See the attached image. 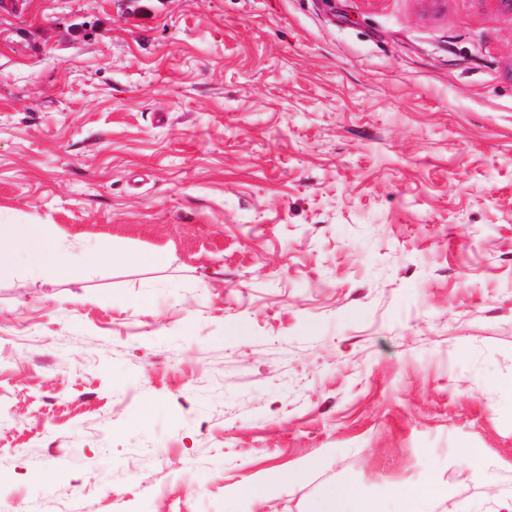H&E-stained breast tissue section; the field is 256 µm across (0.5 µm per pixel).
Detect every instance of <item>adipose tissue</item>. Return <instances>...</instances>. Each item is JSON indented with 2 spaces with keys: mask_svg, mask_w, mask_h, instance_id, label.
<instances>
[{
  "mask_svg": "<svg viewBox=\"0 0 512 512\" xmlns=\"http://www.w3.org/2000/svg\"><path fill=\"white\" fill-rule=\"evenodd\" d=\"M110 250L94 254L77 252L65 246L58 232L47 224H1L0 269L7 268L16 260H23L35 272H47L56 268L79 265L91 260L107 261ZM312 512H385L381 500L363 495L352 483L330 487L319 498Z\"/></svg>",
  "mask_w": 512,
  "mask_h": 512,
  "instance_id": "1",
  "label": "adipose tissue"
}]
</instances>
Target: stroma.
<instances>
[{"mask_svg": "<svg viewBox=\"0 0 512 512\" xmlns=\"http://www.w3.org/2000/svg\"><path fill=\"white\" fill-rule=\"evenodd\" d=\"M0 512H306L512 493V12L498 0H18ZM162 255L156 264L128 254ZM491 483L457 484L458 449ZM319 456L269 499L243 485ZM18 259L34 272H47L88 261H107L112 259V252L107 248L94 254L71 250L49 224H1L0 269ZM309 512H387L381 500L363 495L352 483L330 487Z\"/></svg>", "mask_w": 512, "mask_h": 512, "instance_id": "obj_1", "label": "stroma"}]
</instances>
